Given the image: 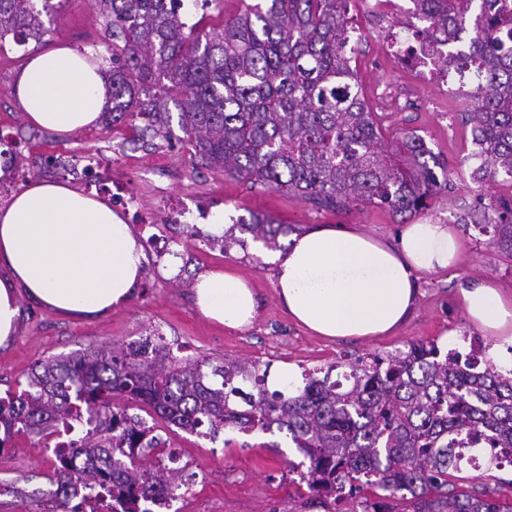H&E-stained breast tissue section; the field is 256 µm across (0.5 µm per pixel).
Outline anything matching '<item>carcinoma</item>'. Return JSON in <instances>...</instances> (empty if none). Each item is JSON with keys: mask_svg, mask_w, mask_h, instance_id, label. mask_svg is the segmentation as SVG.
<instances>
[{"mask_svg": "<svg viewBox=\"0 0 512 512\" xmlns=\"http://www.w3.org/2000/svg\"><path fill=\"white\" fill-rule=\"evenodd\" d=\"M93 2L112 37L106 114L114 126L143 121L131 142L171 144L174 108L203 167L328 210L357 202L411 217L448 184L447 165L421 136L385 146L345 53L350 0H254L204 33L186 22L184 0ZM410 2L390 28L426 44V69L457 86L478 162L470 178L512 181V18H501L509 2ZM56 11L52 0H0V52L50 41L56 29L42 16ZM460 221L512 254V195H494ZM236 228L267 247L294 230L267 216ZM342 367L343 379L332 378ZM269 368L180 357L162 338L149 352L97 347L35 365L27 388L0 396V420L42 436L93 423L54 468L61 512H80L70 489L94 491L108 472L123 512L184 485L178 469L133 451L147 434L151 449L164 441L112 408L118 402L145 403L168 426L213 440L228 427L284 432L302 456L290 465L303 468L300 484L324 501L352 500L351 512H386L391 498L410 500L413 512H512L487 490L451 481L471 451L487 471L512 459V370L483 365L474 351L443 355L434 342L306 370L302 384L273 391Z\"/></svg>", "mask_w": 512, "mask_h": 512, "instance_id": "cac0c4a2", "label": "carcinoma"}]
</instances>
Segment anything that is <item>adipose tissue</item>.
Returning <instances> with one entry per match:
<instances>
[{
	"label": "adipose tissue",
	"mask_w": 512,
	"mask_h": 512,
	"mask_svg": "<svg viewBox=\"0 0 512 512\" xmlns=\"http://www.w3.org/2000/svg\"><path fill=\"white\" fill-rule=\"evenodd\" d=\"M13 91L29 122L73 133L102 122L111 88L101 62L55 45L30 58ZM459 252L439 220L405 225L394 245L355 228L320 226L277 257L276 294L315 335L385 336L416 304V273L448 269ZM144 263L132 226L107 200L63 183H31L0 208V343L16 334L24 297L75 318L125 307ZM194 290L202 314L218 324L239 329L256 317L251 285L232 270L200 275ZM461 296L470 324L495 342L492 360L512 358V291L476 279Z\"/></svg>",
	"instance_id": "obj_1"
}]
</instances>
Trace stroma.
Returning a JSON list of instances; mask_svg holds the SVG:
<instances>
[{
  "mask_svg": "<svg viewBox=\"0 0 512 512\" xmlns=\"http://www.w3.org/2000/svg\"><path fill=\"white\" fill-rule=\"evenodd\" d=\"M350 14L362 36L349 43L348 57L357 66L367 102L378 112L387 137L412 131L421 135L447 163L450 188L433 195L423 215L455 225L462 241L461 261L454 269L421 276L418 305L409 321L392 336L368 341H330L295 324L276 297L275 253L244 235L243 242L222 250L210 241L217 219L234 224L252 216H268L305 231L319 224H350L382 239L397 237L404 220L392 212L360 206L348 210H322L308 200L262 186H249L199 165L190 145L176 141L160 149L134 148L129 126L97 127L59 134L32 125L18 106L12 85L28 55L39 52L36 42L0 53V148L20 153L15 172L24 180L39 178L81 187L76 169L89 158L102 166L100 178L153 213L154 224H138L139 242L155 233L167 236L168 250L146 252L140 287L125 308L94 320L64 318L29 300L20 302L17 336L0 346V396L17 390L39 361L70 355L112 343L138 344L149 336H162L182 357L255 360L271 373L289 367L294 382L304 371L337 360L368 353L386 355L406 349L408 343L434 341L443 350L469 352L472 346L489 348L492 342L467 322L459 289L470 279L486 276L512 289V256L474 226L457 219L482 189L469 174L474 149L469 127L461 121L462 103L448 86L432 75L403 70L392 55L386 31L380 30L353 0ZM56 41L83 52L99 54L108 35L96 19L91 0H65L56 20ZM182 204L196 214L183 224H167L169 208ZM228 267L251 282L260 302L254 324L232 329L206 318L197 308L194 292L179 288L175 277ZM137 417L167 440L181 458L183 481L193 492L180 512H324L316 496L299 485L289 461L298 460L285 434H243L227 428L212 440L167 427L154 412ZM54 460L41 437L16 436L0 451V512H57L51 481Z\"/></svg>",
  "mask_w": 512,
  "mask_h": 512,
  "instance_id": "stroma-1",
  "label": "stroma"
}]
</instances>
